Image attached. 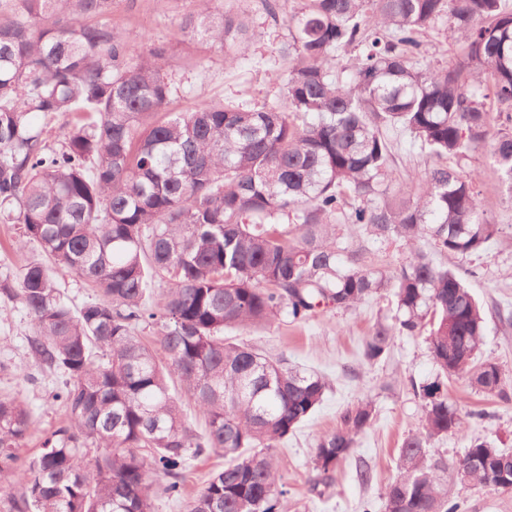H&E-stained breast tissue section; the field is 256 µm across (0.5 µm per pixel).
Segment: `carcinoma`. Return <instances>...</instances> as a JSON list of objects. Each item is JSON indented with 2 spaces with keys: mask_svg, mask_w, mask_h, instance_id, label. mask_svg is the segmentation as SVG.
<instances>
[{
  "mask_svg": "<svg viewBox=\"0 0 512 512\" xmlns=\"http://www.w3.org/2000/svg\"><path fill=\"white\" fill-rule=\"evenodd\" d=\"M196 2L183 36L223 47L230 64L246 55V20L213 9L215 0ZM442 17L463 52L436 70L416 61L418 35ZM289 26L284 105L218 100L172 112L165 50L130 61L112 0H0V223L18 225L16 248L40 251L0 281V295L31 315L29 354L64 378L55 398L67 417L21 467L30 414L0 397V489L23 484L16 512H158L157 497H181L191 462L211 455L224 467L186 512H282L278 444L315 412L327 383L224 330L384 295L396 316L374 325L364 358L376 363L394 336L425 333L437 374L421 387V427L401 443L383 512H457V483L512 491L511 451L474 438L452 461L431 453L433 441L464 431L444 380L464 374L501 400L512 390L511 373L477 362L482 304L433 259L479 256L502 232L475 178L448 161L487 146L512 193V8L307 0ZM350 47L361 52L346 79L332 76L328 61ZM485 75L505 115L494 134ZM33 113L69 117L61 150L49 148ZM384 128L437 159L391 196ZM357 228L403 242L405 262L388 273L369 261L349 241ZM56 267L101 299L73 307ZM142 323L152 325L148 342L136 335ZM173 375L204 432L188 423ZM374 413L360 401L319 439L313 487L332 483Z\"/></svg>",
  "mask_w": 512,
  "mask_h": 512,
  "instance_id": "1",
  "label": "carcinoma"
}]
</instances>
